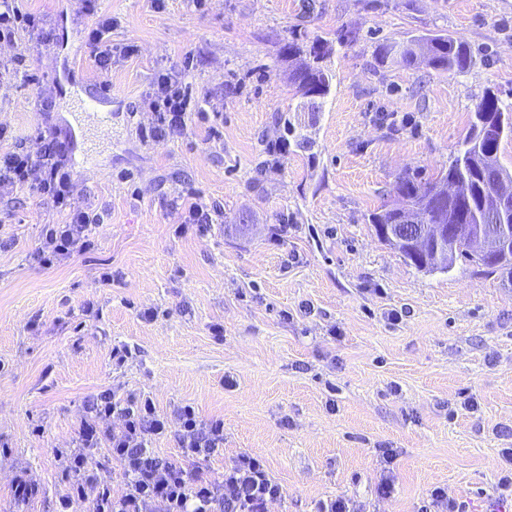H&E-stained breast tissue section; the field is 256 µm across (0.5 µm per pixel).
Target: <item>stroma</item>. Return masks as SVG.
Masks as SVG:
<instances>
[{"mask_svg": "<svg viewBox=\"0 0 512 512\" xmlns=\"http://www.w3.org/2000/svg\"><path fill=\"white\" fill-rule=\"evenodd\" d=\"M23 7L55 50L0 93V125L91 138L69 157L72 201L103 222L92 249L47 266L41 228L67 211L0 189V512H91L60 505L64 457L105 393L223 418L213 454L188 455L172 431L154 454L216 481L238 455L260 459L285 492L268 512L334 496L351 512H418L436 487L470 512H512L496 466L512 448V281L461 259L420 272L369 222L404 172L447 169L485 89L512 105V0H96L131 48L112 59L104 129L74 108L98 89L95 15L76 0ZM341 30L353 41L337 45ZM436 32L470 50L469 70L376 58L379 43ZM318 38L334 43L332 79L311 112L288 83V46ZM166 72L202 112L148 145L142 101ZM287 119L311 148L271 152ZM196 200L216 211L208 231L184 221ZM116 346L133 353L121 367ZM21 480L37 491L20 509Z\"/></svg>", "mask_w": 512, "mask_h": 512, "instance_id": "obj_1", "label": "stroma"}]
</instances>
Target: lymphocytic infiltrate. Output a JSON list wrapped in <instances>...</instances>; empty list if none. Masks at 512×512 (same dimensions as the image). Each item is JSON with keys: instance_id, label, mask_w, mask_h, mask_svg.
Masks as SVG:
<instances>
[{"instance_id": "lymphocytic-infiltrate-1", "label": "lymphocytic infiltrate", "mask_w": 512, "mask_h": 512, "mask_svg": "<svg viewBox=\"0 0 512 512\" xmlns=\"http://www.w3.org/2000/svg\"><path fill=\"white\" fill-rule=\"evenodd\" d=\"M21 0H0V44L16 43L21 36L35 38L41 29L39 17L25 11ZM191 97L183 81L160 75L147 94L145 103L154 120L143 133L147 142L160 143L183 134ZM61 129L39 132L37 150H28L24 141L0 152V187L19 186L29 193L67 209L69 221L48 224L42 230L38 250L44 264L87 251L92 246L90 235L100 217L87 207L71 204L72 175L65 170L61 155ZM93 418L84 422L80 432L82 447L94 448L100 443L95 422L114 414L124 420L123 429L107 440L113 458L118 462L128 490L111 497L109 512H267L272 501L284 495L282 486L272 479L263 465L247 455L238 456L224 469L223 482L191 475L181 465L154 457L150 443L164 434L169 424L151 398L143 397L123 405L114 400H101L91 407ZM178 439L194 456H207L224 445V422L201 419L190 405L177 407Z\"/></svg>"}]
</instances>
